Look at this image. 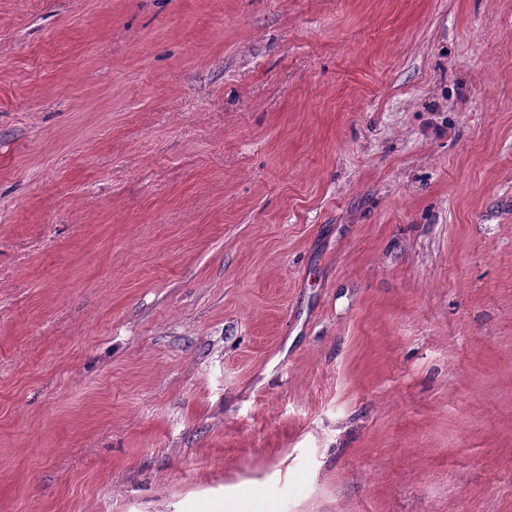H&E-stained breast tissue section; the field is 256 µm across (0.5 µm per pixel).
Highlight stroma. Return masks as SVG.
<instances>
[{
	"mask_svg": "<svg viewBox=\"0 0 512 512\" xmlns=\"http://www.w3.org/2000/svg\"><path fill=\"white\" fill-rule=\"evenodd\" d=\"M0 512H512V0H0Z\"/></svg>",
	"mask_w": 512,
	"mask_h": 512,
	"instance_id": "stroma-1",
	"label": "stroma"
}]
</instances>
